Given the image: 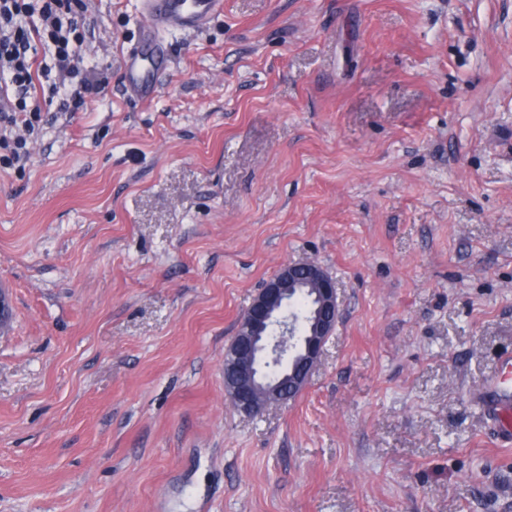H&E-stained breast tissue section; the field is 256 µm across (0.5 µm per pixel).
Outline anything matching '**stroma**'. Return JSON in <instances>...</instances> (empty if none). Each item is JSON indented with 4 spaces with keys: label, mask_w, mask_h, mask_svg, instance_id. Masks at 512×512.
I'll return each mask as SVG.
<instances>
[{
    "label": "stroma",
    "mask_w": 512,
    "mask_h": 512,
    "mask_svg": "<svg viewBox=\"0 0 512 512\" xmlns=\"http://www.w3.org/2000/svg\"><path fill=\"white\" fill-rule=\"evenodd\" d=\"M141 0H86L104 89L0 170V512H512L474 395L512 351V0H224L128 98ZM310 259L342 314L238 413L224 350Z\"/></svg>",
    "instance_id": "35a3bbf8"
}]
</instances>
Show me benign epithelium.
<instances>
[{
    "mask_svg": "<svg viewBox=\"0 0 512 512\" xmlns=\"http://www.w3.org/2000/svg\"><path fill=\"white\" fill-rule=\"evenodd\" d=\"M317 285L310 335L285 315L288 286ZM340 316L336 282L318 263L308 260L284 264L254 298L241 317L237 333L224 350V389L236 409L246 415L270 403L291 399L288 390H302L317 366ZM291 367L290 375L273 373Z\"/></svg>",
    "mask_w": 512,
    "mask_h": 512,
    "instance_id": "7a95c632",
    "label": "benign epithelium"
}]
</instances>
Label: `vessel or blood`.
<instances>
[{
    "label": "vessel or blood",
    "instance_id": "obj_1",
    "mask_svg": "<svg viewBox=\"0 0 512 512\" xmlns=\"http://www.w3.org/2000/svg\"><path fill=\"white\" fill-rule=\"evenodd\" d=\"M224 8V0H143L148 19L142 38L125 59V87L132 98L152 99L169 68L161 30L196 31ZM487 412L497 439L512 442V353H504L484 386Z\"/></svg>",
    "mask_w": 512,
    "mask_h": 512
}]
</instances>
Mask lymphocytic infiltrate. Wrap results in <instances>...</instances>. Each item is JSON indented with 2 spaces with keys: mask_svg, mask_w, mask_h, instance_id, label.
<instances>
[{
  "mask_svg": "<svg viewBox=\"0 0 512 512\" xmlns=\"http://www.w3.org/2000/svg\"><path fill=\"white\" fill-rule=\"evenodd\" d=\"M83 12V0H0V89L10 93L0 110V166L24 169L27 139L44 127L31 95L36 79H44L49 97H60L65 112L101 93V80L79 68ZM70 78L76 88L67 87Z\"/></svg>",
  "mask_w": 512,
  "mask_h": 512,
  "instance_id": "lymphocytic-infiltrate-1",
  "label": "lymphocytic infiltrate"
}]
</instances>
